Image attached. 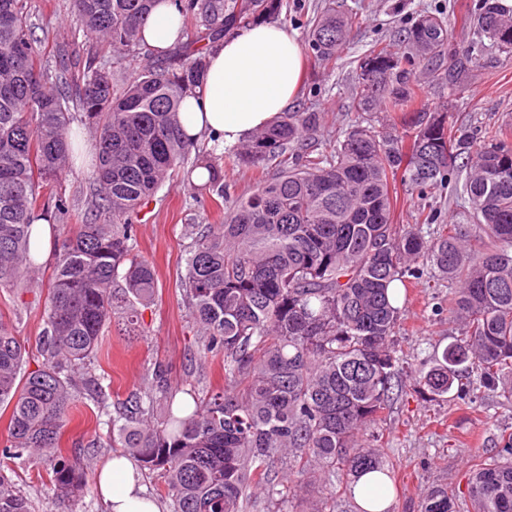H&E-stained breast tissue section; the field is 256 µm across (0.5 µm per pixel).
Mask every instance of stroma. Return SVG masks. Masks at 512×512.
<instances>
[{"label": "stroma", "mask_w": 512, "mask_h": 512, "mask_svg": "<svg viewBox=\"0 0 512 512\" xmlns=\"http://www.w3.org/2000/svg\"><path fill=\"white\" fill-rule=\"evenodd\" d=\"M478 2L343 0L344 6L357 10L360 17L351 41L330 63L316 61L311 49L303 48L304 77L292 111L310 107L323 112L318 139L320 144H329L357 117L350 88L358 59L372 45L395 47L399 31L420 11L440 10L460 18ZM30 3L33 37L39 49L47 51L78 36L71 0ZM427 96L430 108L447 106L449 124L468 131L474 144H481L486 132L512 126V57L487 49L460 92L431 85ZM223 221V207L217 206L208 192L190 190L176 179L168 181L141 207L135 219L137 251L153 265L158 293L154 304L144 310L134 334H127L123 319L117 317L102 338L95 369L110 378L111 399L130 398L139 389L143 374L156 364L167 369L172 386L202 394L223 388L222 358L202 364L195 356L197 347L181 287L186 226L193 224L202 231L207 225ZM448 289V282L428 277L412 281L396 336L405 389L370 429L372 444L383 449L396 471L389 512H419L422 493L432 485L465 487L471 460L478 455H496L501 430H512V401L499 393L476 386L461 401L425 398L413 390L421 373L428 371L444 348L461 336L446 311ZM0 319L14 327L30 354H37L43 303L29 296L20 301L0 297ZM96 412L93 402L77 404L70 412L61 443L68 453L89 459L93 476L113 454L107 445L108 430L98 424ZM0 470L27 496L30 512H105L94 488L80 501L55 504L45 487V464L12 459Z\"/></svg>", "instance_id": "35a3bbf8"}]
</instances>
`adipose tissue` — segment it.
Masks as SVG:
<instances>
[{
    "mask_svg": "<svg viewBox=\"0 0 512 512\" xmlns=\"http://www.w3.org/2000/svg\"><path fill=\"white\" fill-rule=\"evenodd\" d=\"M179 15L165 4L144 25L152 49L176 43ZM303 58L297 37L284 26L261 23L239 31L209 50L202 89L188 97L178 114L191 136L212 135L222 148H232L272 124L295 99ZM98 488L108 512H160L142 484L136 462L115 456L103 464Z\"/></svg>",
    "mask_w": 512,
    "mask_h": 512,
    "instance_id": "1",
    "label": "adipose tissue"
}]
</instances>
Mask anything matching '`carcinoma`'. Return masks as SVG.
<instances>
[{
  "label": "carcinoma",
  "instance_id": "cac0c4a2",
  "mask_svg": "<svg viewBox=\"0 0 512 512\" xmlns=\"http://www.w3.org/2000/svg\"><path fill=\"white\" fill-rule=\"evenodd\" d=\"M162 2L72 0L84 39L128 53L144 44L142 25ZM173 2L182 19L198 23L195 37L119 77L96 56L75 70L77 41L55 46L52 62L42 63L29 0H0V288L30 292L40 268L36 217L53 216L61 237L36 369H26V347L0 318V408L10 409L0 458L27 453L49 466L55 499L81 496L87 467L60 439L72 408L90 399L110 426L111 447L163 479L173 512H245L255 491L270 504L285 481L321 482L334 501L374 471L381 480L365 493L381 498L394 467L364 432L403 390L398 284L417 278L420 262L455 284L448 317L460 323L461 339L418 385L438 398L463 394L455 381L468 364L475 383L512 400V131L500 129L472 151L466 134L448 128L447 111L432 112L423 100L428 83H460L487 40L512 56V8L480 0L466 18L471 40L454 47L448 15L423 12L401 30L397 50L359 59V116L329 148L309 149L323 117L308 109L283 113L227 156L244 167L262 162L264 171L252 193L224 206V223L193 237L184 272L197 355L224 357V388L179 398L159 367L113 412L93 370L101 336L117 307L138 323L158 290L153 267L135 253L133 215L175 177L224 198L222 166L186 133L178 112L202 87L209 45L283 8V0ZM356 23L357 13L327 0L309 22L315 57H335ZM75 110L98 153L92 209L69 224L67 200L51 192L44 202L41 190L73 163ZM378 112L401 113L409 134L380 131ZM198 169L207 172L200 186L192 179ZM454 173L469 204L463 223L428 235L393 223L396 181L421 194ZM99 209L111 223L97 222ZM500 444L502 454L472 460L466 492L434 485L421 512H455L462 495L473 512H512V433L502 431ZM0 512H28L27 498L1 473Z\"/></svg>",
  "mask_w": 512,
  "mask_h": 512
}]
</instances>
